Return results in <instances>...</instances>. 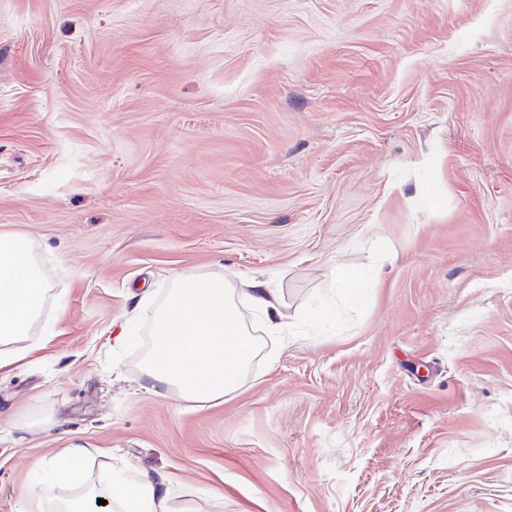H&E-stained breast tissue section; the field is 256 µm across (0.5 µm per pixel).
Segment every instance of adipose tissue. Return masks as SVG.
Returning <instances> with one entry per match:
<instances>
[{
    "mask_svg": "<svg viewBox=\"0 0 512 512\" xmlns=\"http://www.w3.org/2000/svg\"><path fill=\"white\" fill-rule=\"evenodd\" d=\"M167 282L152 328L153 347L143 363L146 389L158 395L173 389L191 404H221L239 388L258 350L237 310L236 291L213 272L174 271ZM50 290L31 241L0 233V369L30 356L28 338ZM88 454V448L73 446L44 458L41 481H81ZM91 497L116 504L118 512H171L168 496L153 478L133 482L120 472L63 502L62 512H86Z\"/></svg>",
    "mask_w": 512,
    "mask_h": 512,
    "instance_id": "ef3b65f1",
    "label": "adipose tissue"
}]
</instances>
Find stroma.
<instances>
[{
    "mask_svg": "<svg viewBox=\"0 0 512 512\" xmlns=\"http://www.w3.org/2000/svg\"><path fill=\"white\" fill-rule=\"evenodd\" d=\"M0 232L54 285L0 512L72 445L174 512H512V0H0ZM173 270L278 294L222 404L144 388Z\"/></svg>",
    "mask_w": 512,
    "mask_h": 512,
    "instance_id": "35a3bbf8",
    "label": "stroma"
}]
</instances>
